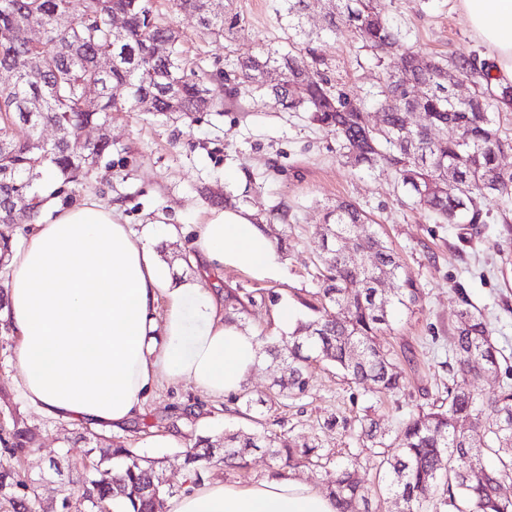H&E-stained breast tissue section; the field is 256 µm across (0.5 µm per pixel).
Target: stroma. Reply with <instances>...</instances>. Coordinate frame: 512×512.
Wrapping results in <instances>:
<instances>
[{"label":"stroma","instance_id":"35a3bbf8","mask_svg":"<svg viewBox=\"0 0 512 512\" xmlns=\"http://www.w3.org/2000/svg\"><path fill=\"white\" fill-rule=\"evenodd\" d=\"M181 34V47L191 66L213 79L211 94L222 100L219 112H199L172 122L144 112L119 114L112 122L111 168L98 178L73 187V201L95 198L118 207L133 230L163 222L184 228L201 223L220 207L223 192L259 196L271 212L265 230L271 237L287 236L273 277L259 280L225 268L208 272L190 259L189 237H159L155 249L173 279L196 277L205 288L239 289L254 304L243 323L267 336L288 334L276 311L291 305L297 315L307 312L318 290L320 242L316 227L324 208L337 199L356 202L377 231L398 253L424 292L414 311L394 310L383 345L400 361L405 387L396 395L359 388L336 367L314 362L310 386L300 396L280 398L272 408H259L254 418L240 414L230 399L205 395L191 382L162 383L147 400L142 418L118 430L79 421L43 416L22 397L17 384V338L0 322V436H7L13 418H22L38 437L20 473L36 480L44 504L58 503L67 494L68 479L87 449L85 434L102 445L123 444L148 460L161 459L163 476L174 491L185 487L183 452L201 436L224 431L249 433L256 423L287 433L297 443L319 449L323 457L352 462L359 476L383 502L382 512H396L384 499L380 479L370 470L368 449L357 432L364 414H371L388 430H396L416 406L445 397L448 386L450 338L457 324L459 293L481 311L497 348L512 369V221L494 219L471 229L462 224L436 222L430 211L414 203L397 187L390 171L354 167L340 154L335 137L313 125L306 113L284 112L268 97L239 89L226 97L223 73L239 57L266 45L288 48V19L284 0H224L236 12L242 29L232 39L203 34L195 18L168 13L167 0H153ZM394 28L425 54L443 59L483 55L484 49L461 15L457 0H385ZM323 0H309L302 26L320 37L323 71L356 97H371L384 74L374 56L362 49L345 29L325 28ZM255 183H248V176ZM60 462L54 474L51 462ZM276 471L266 456L254 455L245 470L218 464L206 481L249 486Z\"/></svg>","mask_w":512,"mask_h":512}]
</instances>
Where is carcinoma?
Masks as SVG:
<instances>
[{"label":"carcinoma","mask_w":512,"mask_h":512,"mask_svg":"<svg viewBox=\"0 0 512 512\" xmlns=\"http://www.w3.org/2000/svg\"><path fill=\"white\" fill-rule=\"evenodd\" d=\"M288 2V28L299 31L305 0ZM115 12L130 15L129 27L112 29ZM35 19L44 27L49 48L42 52V72L34 75L25 65L31 47L23 36L26 23ZM205 34L220 38L241 30L240 20L224 12L199 15ZM326 27L331 32L345 25L362 47L378 62L397 58L394 70L385 73L379 109L386 124L372 125L367 106L334 88L314 66L322 57L290 47L280 52L264 48L238 61L234 86L225 94H237L241 84L274 97L282 109L306 112L309 120L331 132L355 165H381L392 171L418 203L436 219L458 224H488V211H474L468 195L484 191L507 205L512 202V169L498 163L508 145L496 127L493 114L512 111V85H494L490 65L476 57H461L448 64L427 57L404 42L395 31L383 0H326ZM169 42L167 52L154 56L159 41ZM55 43L67 46L60 54ZM114 55L119 66L102 76L97 58ZM0 68L14 73L13 83L0 88V140L11 147L0 150V199H12L30 207L36 220L49 196L69 186L84 185L96 174L100 162L112 155V141L92 147H74L85 124L110 125L115 112H130L132 101L150 98L154 116L171 120L200 111L199 101L209 92L206 76L188 69L179 35L154 13L151 0H85L84 10L73 13L71 0H0ZM463 74L474 85L468 101L454 98L448 72ZM280 74L278 81L270 79ZM100 84L103 106L97 112L83 109L82 96L91 84ZM421 83L423 96L413 100L406 85ZM303 86L296 94L295 86ZM421 107L427 120L416 129L404 130L401 116ZM52 126L57 138L39 140V131ZM451 130V137L435 132ZM367 217L351 200L339 199L326 208L319 225L322 253L321 306L309 305L312 314L295 322L286 336L258 335L259 355L277 363L274 385L278 394H302L309 386V367L314 361L334 364L357 386L372 384L399 393L404 378L398 364L381 348L379 336L389 327L393 306L412 310L422 301V291L404 270L398 255L377 232L355 236ZM354 237L352 250L342 251V240ZM371 256V264L361 256ZM398 280L394 298L377 291L375 283ZM458 325L452 337L454 364L451 384L440 403L421 406L394 434L381 429L368 416L360 423L365 448L382 475L385 491L397 512H512V376L506 375L487 394L474 390L472 378L487 370L499 374L502 354L481 312L459 293ZM253 300L234 288L224 289L225 318L241 323ZM249 413L266 401L252 397L246 388L231 395ZM468 421V428L458 422ZM205 453L185 452L190 465L189 482L197 485L213 463L248 465L256 451L290 469L320 458L317 449L298 445L265 429L241 437L226 432L220 447L209 439ZM34 444L31 431L13 421L11 451L17 458ZM497 464L488 466L484 455ZM92 466L82 473L71 496L50 512H104L118 500L126 512H164L174 491L164 481L159 462L144 460L136 449L98 446ZM323 484L336 504V512H375L371 490L351 470L338 463L324 469ZM0 496L13 512H42L37 487L13 470L0 471Z\"/></svg>","instance_id":"obj_1"}]
</instances>
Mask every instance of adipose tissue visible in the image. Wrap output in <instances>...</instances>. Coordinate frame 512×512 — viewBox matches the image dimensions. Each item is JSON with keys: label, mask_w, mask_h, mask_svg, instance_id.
Instances as JSON below:
<instances>
[{"label": "adipose tissue", "mask_w": 512, "mask_h": 512, "mask_svg": "<svg viewBox=\"0 0 512 512\" xmlns=\"http://www.w3.org/2000/svg\"><path fill=\"white\" fill-rule=\"evenodd\" d=\"M485 48L494 84H512V0H458ZM171 224L135 233L116 207L86 199L31 224L11 258L5 316L18 339V382L48 416L118 427L143 411L159 382H192L207 396L238 392L258 365L257 336L230 323L199 280L172 283L153 248ZM209 270L267 279L272 239L251 213L211 210L191 229ZM169 512H335L333 500L289 477L248 487L191 485Z\"/></svg>", "instance_id": "1"}]
</instances>
